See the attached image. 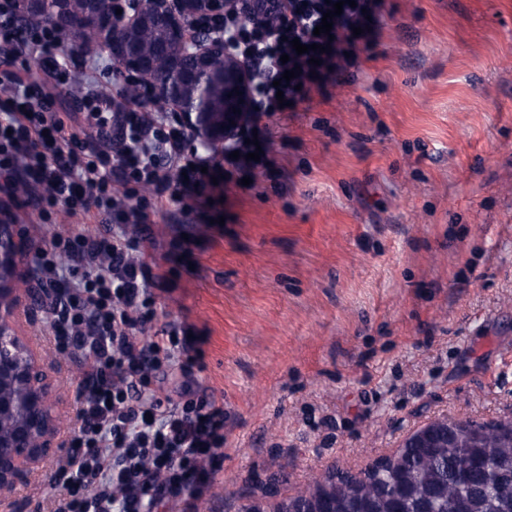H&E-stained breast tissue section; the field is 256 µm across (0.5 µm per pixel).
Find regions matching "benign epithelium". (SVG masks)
I'll return each mask as SVG.
<instances>
[{"mask_svg":"<svg viewBox=\"0 0 512 512\" xmlns=\"http://www.w3.org/2000/svg\"><path fill=\"white\" fill-rule=\"evenodd\" d=\"M53 19L82 43L92 33L121 71L148 81L155 102L178 113L198 140L222 146L241 130L251 108L253 76L224 46V36L203 31L197 20L238 12L242 0H126L122 14L112 0H22L30 17ZM238 112H233V109ZM17 225L0 223V506L58 447L54 384L41 356L18 326L21 300L43 307L41 292L23 288L17 266L23 254ZM431 420L405 442L431 448Z\"/></svg>","mask_w":512,"mask_h":512,"instance_id":"7a95c632","label":"benign epithelium"}]
</instances>
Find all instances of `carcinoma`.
<instances>
[{"label": "carcinoma", "mask_w": 512, "mask_h": 512, "mask_svg": "<svg viewBox=\"0 0 512 512\" xmlns=\"http://www.w3.org/2000/svg\"><path fill=\"white\" fill-rule=\"evenodd\" d=\"M440 448H402L349 482L326 478L276 512H512V427L438 431Z\"/></svg>", "instance_id": "carcinoma-1"}]
</instances>
